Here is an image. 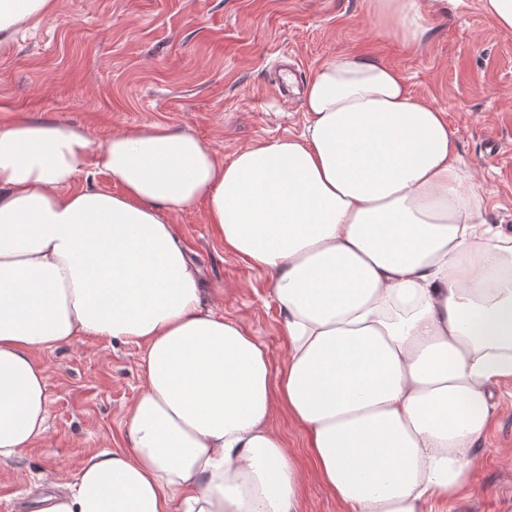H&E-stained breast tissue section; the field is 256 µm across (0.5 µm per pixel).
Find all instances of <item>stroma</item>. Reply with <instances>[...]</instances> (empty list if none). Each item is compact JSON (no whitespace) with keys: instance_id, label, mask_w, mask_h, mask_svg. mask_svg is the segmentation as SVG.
I'll return each instance as SVG.
<instances>
[{"instance_id":"stroma-1","label":"stroma","mask_w":512,"mask_h":512,"mask_svg":"<svg viewBox=\"0 0 512 512\" xmlns=\"http://www.w3.org/2000/svg\"><path fill=\"white\" fill-rule=\"evenodd\" d=\"M369 0H57L55 10L0 56V124L17 116L87 129L99 143L162 123L205 140L224 159L239 148L297 138L302 101L283 98L277 63L292 57L306 83L339 51L395 68L413 95L445 113L465 162L480 174L484 217L512 234V30L484 0H450L426 13L420 48L378 31ZM201 270L207 306L242 323L273 368L287 341L265 276L225 251L203 207L173 219ZM140 347L88 339L39 353L49 393L45 443L0 466V512H22L51 477L72 476L87 453L122 447L121 417L141 390ZM472 457L477 486L434 512H512V380ZM275 427L299 474V512H348L309 458L300 427L279 411Z\"/></svg>"}]
</instances>
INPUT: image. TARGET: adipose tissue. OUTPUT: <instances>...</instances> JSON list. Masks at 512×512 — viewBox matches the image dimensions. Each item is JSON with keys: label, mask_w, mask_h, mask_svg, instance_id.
<instances>
[{"label": "adipose tissue", "mask_w": 512, "mask_h": 512, "mask_svg": "<svg viewBox=\"0 0 512 512\" xmlns=\"http://www.w3.org/2000/svg\"><path fill=\"white\" fill-rule=\"evenodd\" d=\"M55 6L0 0V54ZM370 11L423 44L421 0ZM303 100L300 138L228 161L166 124L102 144L50 120L0 124V464L46 438L37 353L83 337L142 348L123 448L91 453L37 512H298L280 408L351 512H426L473 486L492 387L512 376V235L487 224L443 112L391 66L339 52ZM200 203L269 279L281 369L202 304L172 222Z\"/></svg>", "instance_id": "1"}]
</instances>
